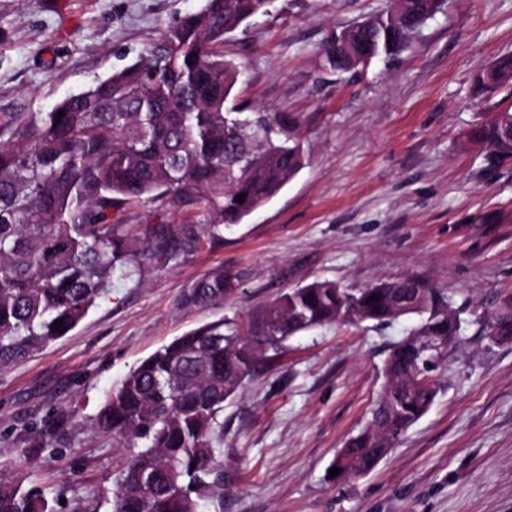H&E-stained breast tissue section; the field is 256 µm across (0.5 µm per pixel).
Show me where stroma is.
<instances>
[{"label": "stroma", "instance_id": "obj_1", "mask_svg": "<svg viewBox=\"0 0 512 512\" xmlns=\"http://www.w3.org/2000/svg\"><path fill=\"white\" fill-rule=\"evenodd\" d=\"M206 0H0V112H39L131 63ZM394 0H274L224 44L245 72L246 111L298 121L305 167L221 240L114 275L67 336L0 371V469L56 512H111L128 452L96 426L107 392L143 358L219 318L247 320L313 280L363 288L411 277L447 293L468 324L431 409L368 475H329L371 416L410 315L293 336L224 404L223 512H512V342L479 328L512 307V158L491 163L471 130L512 97L479 101L472 73L512 53V0H445L398 55L348 73L325 65L334 33ZM236 293L183 294L215 268Z\"/></svg>", "mask_w": 512, "mask_h": 512}]
</instances>
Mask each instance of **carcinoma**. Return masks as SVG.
<instances>
[{
    "instance_id": "1",
    "label": "carcinoma",
    "mask_w": 512,
    "mask_h": 512,
    "mask_svg": "<svg viewBox=\"0 0 512 512\" xmlns=\"http://www.w3.org/2000/svg\"><path fill=\"white\" fill-rule=\"evenodd\" d=\"M270 3L206 0L161 42L50 110L0 113L1 370L74 330L109 294L114 274L131 276L195 252L204 237L221 236L264 206L306 165L295 118L244 112L232 94L243 71L224 58V38ZM442 4L397 0L395 9L326 42V64L347 72L405 50ZM472 86L486 101L512 87V54L476 68ZM472 137L493 157H512V107ZM145 202L157 222L140 225L136 237L114 216ZM190 207L202 210L201 223L169 221ZM238 286L237 276L215 269L195 281L183 303L221 302ZM412 313L424 316L412 336L454 342L460 335L462 318L448 297L413 278L365 288L316 280L280 293L243 324L220 319L161 346L106 394L96 416L102 432L131 449L115 481L113 512H199L205 502L221 512L224 403L244 381L301 332ZM59 320L67 330L55 329ZM496 323L511 331L512 312L484 314L486 330ZM446 362H427L411 336L393 347L369 421L333 463L337 478L358 479L379 464L436 398V385L417 384L420 374L433 375ZM0 512L54 507L40 490L0 475Z\"/></svg>"
}]
</instances>
